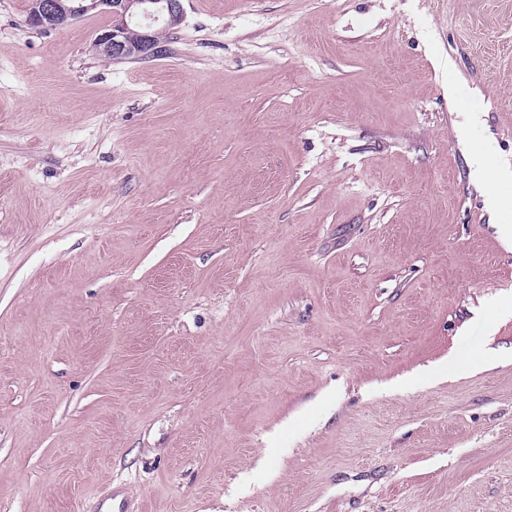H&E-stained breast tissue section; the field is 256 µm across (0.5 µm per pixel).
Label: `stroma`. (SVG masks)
Masks as SVG:
<instances>
[{
  "mask_svg": "<svg viewBox=\"0 0 512 512\" xmlns=\"http://www.w3.org/2000/svg\"><path fill=\"white\" fill-rule=\"evenodd\" d=\"M28 7L0 0V512H512V0H185L123 62L110 15ZM494 184L512 186V170L509 165H504L497 169ZM495 185H492L487 193L486 206L488 210L497 213L501 218L503 215L511 212L512 222V196L506 197L502 195Z\"/></svg>",
  "mask_w": 512,
  "mask_h": 512,
  "instance_id": "obj_1",
  "label": "stroma"
}]
</instances>
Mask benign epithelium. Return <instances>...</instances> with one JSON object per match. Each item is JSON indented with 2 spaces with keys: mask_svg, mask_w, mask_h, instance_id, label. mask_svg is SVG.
Here are the masks:
<instances>
[{
  "mask_svg": "<svg viewBox=\"0 0 512 512\" xmlns=\"http://www.w3.org/2000/svg\"><path fill=\"white\" fill-rule=\"evenodd\" d=\"M96 10L112 15V23L93 40L96 52L113 61L159 57L164 46L157 40L155 28L178 27L183 20V0H74L70 6L58 0H31L26 22L33 28L61 29ZM142 28L140 40L127 39L130 26Z\"/></svg>",
  "mask_w": 512,
  "mask_h": 512,
  "instance_id": "obj_1",
  "label": "benign epithelium"
}]
</instances>
